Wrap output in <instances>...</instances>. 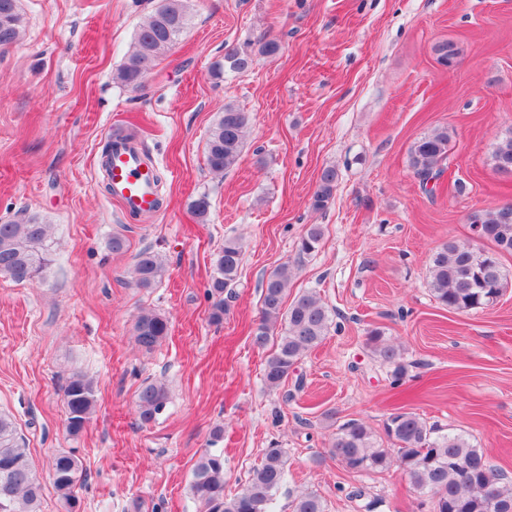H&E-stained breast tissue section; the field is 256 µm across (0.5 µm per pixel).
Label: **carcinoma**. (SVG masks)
<instances>
[{
    "mask_svg": "<svg viewBox=\"0 0 512 512\" xmlns=\"http://www.w3.org/2000/svg\"><path fill=\"white\" fill-rule=\"evenodd\" d=\"M19 0H0V52L16 45L22 36L23 16ZM188 0H158L152 15L134 38L132 53L120 66L115 79L133 90L144 88L143 79L178 42L189 21ZM437 61L448 67L457 63L461 51L453 41H440L432 47ZM252 55L231 50L215 62L213 73L225 70L247 71ZM249 114L234 105L224 106L206 144L208 168L222 174L235 167L244 149L249 129ZM451 135L448 128L434 129L413 143L409 163L422 186L438 181L445 172ZM494 165L512 163V136L500 142L493 153ZM336 169H323L311 197V208L323 210L334 198ZM470 228H480L494 250L484 251L470 243L453 240L439 245L430 257L429 278L434 300L441 306L465 312L483 308L501 296L507 275L499 262L500 254L512 253V204L498 205L472 214ZM323 238L319 224L310 225L301 237L298 252H316ZM55 242L50 226L35 216L23 215L0 224V275L23 283L37 278L48 266ZM242 244L239 239H224L209 285L212 300L210 321L224 320V289L232 286L239 274ZM136 284L150 288L161 281L165 266L151 249L136 257ZM292 270L285 263L263 282L258 323L251 330V343L264 349L272 346L263 370L265 385L279 389L296 372L301 357L322 343L332 323L331 312L314 290L294 297L284 306ZM169 334L168 318L155 310L143 309L135 316L134 342L138 349L151 352ZM368 342L380 360L393 367L392 387L398 388L408 371L399 349L381 340L377 330ZM66 429L76 437L85 429L96 406L93 382L81 373L69 376L63 388ZM169 391L161 380H149L139 389L134 410L142 425L153 423L165 409ZM384 433L395 446L396 454L382 448L372 431L362 422L351 420L341 425L330 441V452L349 471L367 474L396 465L407 484L420 496L429 512H501L512 504V484L503 472L490 463L483 451L462 434H448L428 424L413 412L396 409L387 418ZM287 458L281 448H268L248 479L233 495L224 493V455L206 452L197 461L190 490L199 512H274L276 495L285 482ZM50 476L65 512H76L75 487L82 463L75 451L59 450L50 458ZM42 484L30 459L28 448L16 423L0 413V512H40ZM327 505L314 491L302 492L291 501V512H326Z\"/></svg>",
    "mask_w": 512,
    "mask_h": 512,
    "instance_id": "1",
    "label": "carcinoma"
}]
</instances>
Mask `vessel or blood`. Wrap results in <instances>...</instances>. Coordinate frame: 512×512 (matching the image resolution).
<instances>
[{"label":"vessel or blood","mask_w":512,"mask_h":512,"mask_svg":"<svg viewBox=\"0 0 512 512\" xmlns=\"http://www.w3.org/2000/svg\"><path fill=\"white\" fill-rule=\"evenodd\" d=\"M113 199L127 213L141 215L157 211L155 173L142 157L140 145L132 139L113 140L112 156L106 171Z\"/></svg>","instance_id":"vessel-or-blood-1"}]
</instances>
